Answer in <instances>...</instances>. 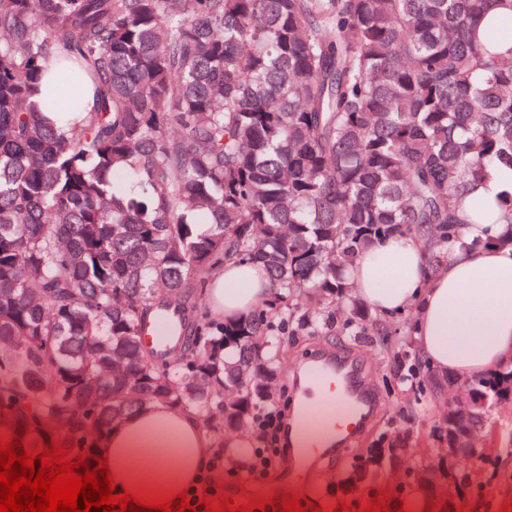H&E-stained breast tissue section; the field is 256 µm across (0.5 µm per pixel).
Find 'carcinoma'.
<instances>
[{
	"instance_id": "carcinoma-1",
	"label": "carcinoma",
	"mask_w": 512,
	"mask_h": 512,
	"mask_svg": "<svg viewBox=\"0 0 512 512\" xmlns=\"http://www.w3.org/2000/svg\"><path fill=\"white\" fill-rule=\"evenodd\" d=\"M91 98L58 125L47 74ZM512 168V0H0V427L52 438L69 456L123 416L163 403L215 435L253 425L278 396L287 336H359L383 318L346 277L378 242L422 244L424 273L461 224H511L469 195ZM228 261L259 263L271 294L246 320L210 319L206 284ZM163 307L181 339L143 340ZM414 400L432 369L406 341L386 347ZM512 395V368L473 381ZM493 424L475 411L437 423ZM410 434L382 435L342 480L376 481ZM477 477L438 462L458 497ZM435 475L394 485L428 494Z\"/></svg>"
}]
</instances>
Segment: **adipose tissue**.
Listing matches in <instances>:
<instances>
[{
    "mask_svg": "<svg viewBox=\"0 0 512 512\" xmlns=\"http://www.w3.org/2000/svg\"><path fill=\"white\" fill-rule=\"evenodd\" d=\"M499 224L463 225V243L425 278L420 243L410 237L373 247L347 272L374 313H416V343L437 374L477 379L512 367V249L472 243L502 232ZM262 266L228 263L207 284L216 316L248 317L267 298ZM217 445L197 415L156 403L115 424L99 443L117 493L144 500L173 497L194 483Z\"/></svg>",
    "mask_w": 512,
    "mask_h": 512,
    "instance_id": "adipose-tissue-1",
    "label": "adipose tissue"
}]
</instances>
